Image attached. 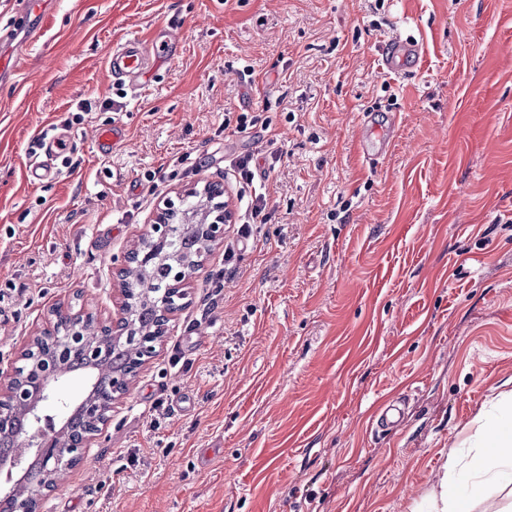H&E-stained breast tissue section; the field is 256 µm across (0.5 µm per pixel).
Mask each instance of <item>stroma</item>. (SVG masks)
<instances>
[{"mask_svg":"<svg viewBox=\"0 0 512 512\" xmlns=\"http://www.w3.org/2000/svg\"><path fill=\"white\" fill-rule=\"evenodd\" d=\"M162 21L180 51L129 89L108 52ZM396 36L420 48L404 77L380 62ZM14 51L2 363L54 305L112 318L123 258L165 199L209 183L237 199L240 155L267 177L266 223L227 226L41 512H418L512 381V0H47ZM362 112L399 117L375 167ZM115 125L123 144L101 154ZM65 133L54 177L33 181L30 157ZM400 400L401 424L379 431Z\"/></svg>","mask_w":512,"mask_h":512,"instance_id":"1","label":"stroma"}]
</instances>
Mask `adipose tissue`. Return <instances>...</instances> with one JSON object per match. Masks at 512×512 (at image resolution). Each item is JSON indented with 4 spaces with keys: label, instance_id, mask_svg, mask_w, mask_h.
<instances>
[{
    "label": "adipose tissue",
    "instance_id": "1",
    "mask_svg": "<svg viewBox=\"0 0 512 512\" xmlns=\"http://www.w3.org/2000/svg\"><path fill=\"white\" fill-rule=\"evenodd\" d=\"M502 414L478 415L480 443L468 460L449 451L437 483L423 497L421 512H475L491 486L512 485V391L500 394Z\"/></svg>",
    "mask_w": 512,
    "mask_h": 512
}]
</instances>
